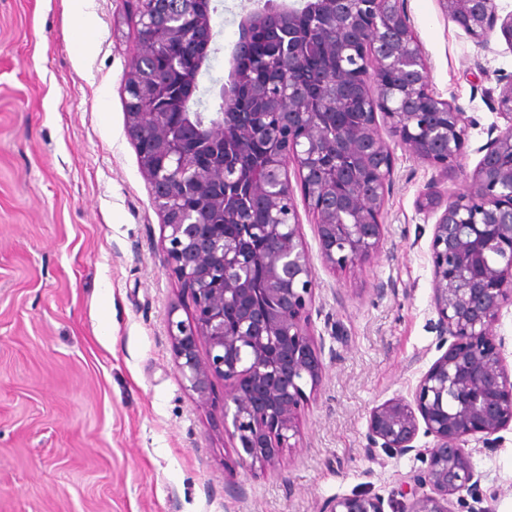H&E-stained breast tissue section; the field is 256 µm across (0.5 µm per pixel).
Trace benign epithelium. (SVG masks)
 I'll use <instances>...</instances> for the list:
<instances>
[{"label":"benign epithelium","mask_w":512,"mask_h":512,"mask_svg":"<svg viewBox=\"0 0 512 512\" xmlns=\"http://www.w3.org/2000/svg\"><path fill=\"white\" fill-rule=\"evenodd\" d=\"M136 10L137 44L124 78L129 135L163 226L167 266L189 290L194 312L187 321L168 320L173 354L199 400L212 401V382L228 386L223 417L232 425L244 456L275 464L299 433L304 387H316L321 351L310 337L306 316L313 270L298 234L289 168H294L317 227L320 254L331 268H347L376 252L379 217L392 182L393 154L383 135L398 139L420 159L445 168L464 158V113L431 88L429 69L413 31L406 0H281L246 13L242 37L229 56L227 83L215 112H196L188 132L167 124L172 113L192 107L186 92L209 59L214 40L211 0H130ZM442 14L468 36L488 46L500 32L512 49V11L499 13L497 0H438ZM318 18L308 30L296 18ZM288 27V42L257 49L253 30ZM319 41L329 58L316 82L302 75L306 46ZM165 51L166 64L180 73L165 79L144 60ZM282 58L288 73L277 83L256 73L243 99L239 62ZM396 74L390 82L384 74ZM353 82L364 92L365 112L349 128L329 133L326 116L347 102L338 88ZM503 128L487 141L465 189L426 204L443 208L430 242L432 304L438 313L439 347L445 352L419 380L412 399L392 398L369 413L368 448L395 455L415 453L426 467L410 477L411 498L399 512H450V497L479 492L465 437L481 434L485 447L512 424V373L503 342L492 327L503 304L512 301V81L500 87ZM269 140L260 160L253 143ZM276 174L261 185L255 169ZM368 171L372 179L361 174ZM349 184L345 194L336 183ZM259 196L268 224L247 219L248 200ZM243 227L233 237L224 225ZM265 270L261 299L241 306L245 273ZM206 347V358L199 347ZM432 446L414 445L419 430ZM430 488V492L423 488ZM324 512H385L381 498L337 496Z\"/></svg>","instance_id":"obj_1"}]
</instances>
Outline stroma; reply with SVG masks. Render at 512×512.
Listing matches in <instances>:
<instances>
[{
    "label": "stroma",
    "instance_id": "1",
    "mask_svg": "<svg viewBox=\"0 0 512 512\" xmlns=\"http://www.w3.org/2000/svg\"><path fill=\"white\" fill-rule=\"evenodd\" d=\"M214 12L215 53L198 79L209 107L253 0ZM433 90L468 119L461 167L390 139L393 178L379 250L332 269L292 183L314 266L311 331L322 378L276 466L243 468L218 409L178 371L168 321L190 294L166 266L162 219L126 128L122 80L136 48L127 0H0V512H322L355 492L401 500L421 458L369 451L370 410L410 397L441 355L424 193L469 182L512 79V47L483 48L437 0H407ZM494 449L467 439L478 496L450 512H512V426Z\"/></svg>",
    "mask_w": 512,
    "mask_h": 512
}]
</instances>
